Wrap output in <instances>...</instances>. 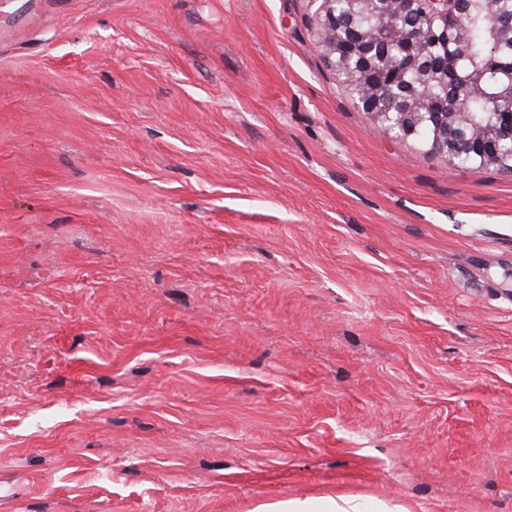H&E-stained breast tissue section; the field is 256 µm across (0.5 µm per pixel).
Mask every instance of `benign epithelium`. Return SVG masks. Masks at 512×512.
<instances>
[{"label": "benign epithelium", "instance_id": "obj_1", "mask_svg": "<svg viewBox=\"0 0 512 512\" xmlns=\"http://www.w3.org/2000/svg\"><path fill=\"white\" fill-rule=\"evenodd\" d=\"M473 1L491 16L499 12L501 0H321L320 44L384 134L407 139L430 115L435 121L430 150L453 159L465 145L496 166L501 164L496 145L512 140V118L504 124L472 116L460 122L461 99L448 100L442 92L456 85L464 98L483 97L496 110L502 101L512 103V63L491 56L464 71L425 63L430 47L459 34L466 5ZM407 73L415 76L414 84L401 94L395 86Z\"/></svg>", "mask_w": 512, "mask_h": 512}]
</instances>
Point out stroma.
Here are the masks:
<instances>
[{
	"label": "stroma",
	"instance_id": "stroma-1",
	"mask_svg": "<svg viewBox=\"0 0 512 512\" xmlns=\"http://www.w3.org/2000/svg\"><path fill=\"white\" fill-rule=\"evenodd\" d=\"M319 6L0 0V512H512V175ZM256 512H364V503L357 497H337L288 500L259 505Z\"/></svg>",
	"mask_w": 512,
	"mask_h": 512
}]
</instances>
